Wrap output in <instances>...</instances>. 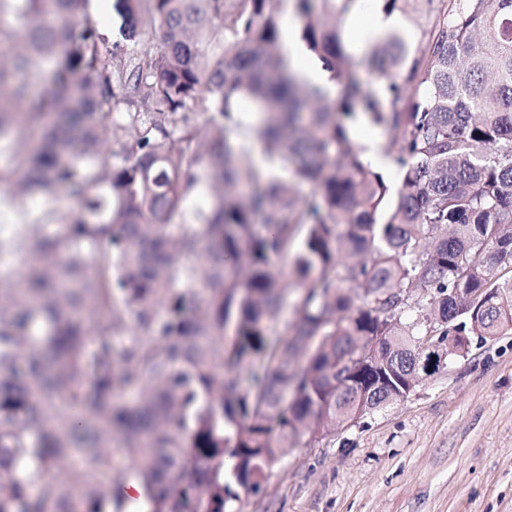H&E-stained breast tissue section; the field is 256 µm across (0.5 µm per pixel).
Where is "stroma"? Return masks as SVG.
I'll return each mask as SVG.
<instances>
[{"instance_id":"1","label":"stroma","mask_w":512,"mask_h":512,"mask_svg":"<svg viewBox=\"0 0 512 512\" xmlns=\"http://www.w3.org/2000/svg\"><path fill=\"white\" fill-rule=\"evenodd\" d=\"M236 512H512V331L479 342L407 398L304 436Z\"/></svg>"}]
</instances>
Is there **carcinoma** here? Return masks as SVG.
Segmentation results:
<instances>
[{
    "mask_svg": "<svg viewBox=\"0 0 512 512\" xmlns=\"http://www.w3.org/2000/svg\"><path fill=\"white\" fill-rule=\"evenodd\" d=\"M420 1V37L369 52L372 86L339 26L359 0H295L331 98L273 0H116L110 47L87 0H0V142L22 144L0 184L42 199L0 238L26 268L0 287V512H235L305 434L398 400L424 337L512 329V0H377ZM298 27L294 20H290L288 28L285 30L284 47L288 56L296 67L299 64L297 68L306 82L319 85L325 88L331 97L334 96V87L326 80L324 70L319 65L308 63L305 60L308 53L297 35ZM360 145L363 148L365 160L375 169H385L380 172L383 174L386 183L396 187L400 174L395 167L386 169L389 165V158L384 153L381 137L378 134L363 136L360 139Z\"/></svg>",
    "mask_w": 512,
    "mask_h": 512,
    "instance_id": "cac0c4a2",
    "label": "carcinoma"
}]
</instances>
